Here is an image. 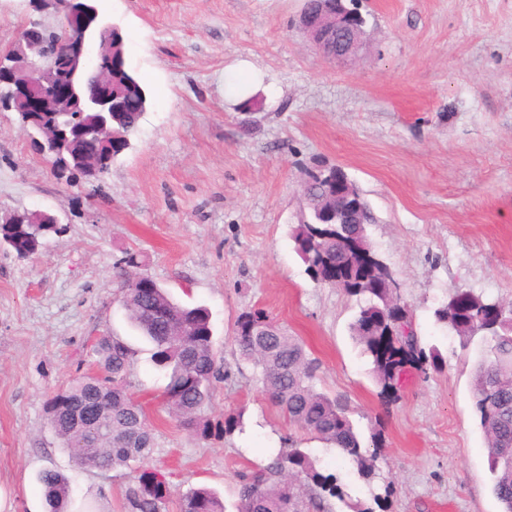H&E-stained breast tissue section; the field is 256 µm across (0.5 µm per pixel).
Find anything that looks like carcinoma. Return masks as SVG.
Returning <instances> with one entry per match:
<instances>
[{"label":"carcinoma","mask_w":512,"mask_h":512,"mask_svg":"<svg viewBox=\"0 0 512 512\" xmlns=\"http://www.w3.org/2000/svg\"><path fill=\"white\" fill-rule=\"evenodd\" d=\"M81 100L79 112H46L40 122H27L17 112L25 131L40 132L42 126L79 130L86 138L77 146L79 155H95L106 164L131 145L142 113L113 110L100 112L94 106L92 83L79 73L75 77ZM113 88L144 101L145 90L120 57L112 60ZM120 138L107 145L97 138L105 123ZM331 185L317 181L305 195L309 209L324 203ZM62 233L55 224H0V240L8 242L19 256L43 246V238ZM291 238L295 251L316 281L342 289L360 303L351 330L386 398L395 393L400 375L413 368L426 375L443 367L434 347L425 348L412 325L409 306L396 290L387 287L390 267L374 251L363 224L296 225ZM129 257L122 266L123 307L133 327L152 345L153 364L166 371L168 381L161 403L180 424L202 438L211 424L201 416L209 400L213 381L223 377L213 341L209 313L203 307H185L151 277L134 271ZM437 321L452 331L462 349L475 339L486 347V357L475 368L473 404L486 439L491 491L501 512H512V302L488 300L471 290L457 288L435 310ZM234 339L243 360L258 374L268 400L279 407L289 422L310 438L336 451L371 483L379 478L381 439L374 435L373 447L362 445L345 403L315 388L316 365L303 345L284 332L260 310L240 313ZM98 363L106 375L85 376L57 392L47 403L54 418L53 429L80 467L115 470L147 458L154 447L149 418L128 393L126 378L135 352L118 338L100 339L94 346ZM94 401L105 409L102 418L110 430L90 439L74 422L75 408ZM47 512H69L72 488L54 470L40 476ZM237 512H332V498L344 499L338 473L320 467V460L302 442L288 440L263 467L245 475L240 483ZM169 498L165 482L151 472H142L138 487L128 495L130 512H161ZM179 512H225L224 501L214 491L198 488L184 495Z\"/></svg>","instance_id":"obj_1"}]
</instances>
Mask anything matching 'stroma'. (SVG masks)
<instances>
[{
	"label": "stroma",
	"mask_w": 512,
	"mask_h": 512,
	"mask_svg": "<svg viewBox=\"0 0 512 512\" xmlns=\"http://www.w3.org/2000/svg\"><path fill=\"white\" fill-rule=\"evenodd\" d=\"M363 44L331 62L299 27L303 0H96L125 38L149 97L132 147L96 180L54 169L0 108V220L17 210L63 228L39 254L0 250V512H45L39 475L68 477L77 512H129L148 470L170 488L164 512L205 485L237 512L241 474L304 433L265 397L234 342L261 309L316 362L318 389L344 399L362 440L381 432V477L367 483L305 440L373 512H499L472 385L479 346L462 351L434 311L456 288L512 301V0H358ZM250 60L267 89L224 97V67ZM338 165L368 200L367 235L395 272L442 370L403 375L384 402L353 339L358 311L314 281L291 231L309 219L308 172ZM134 256L183 305L206 307L227 377L202 439L161 407L152 346L129 322L116 265ZM135 352L128 391L144 407L148 459L101 472L75 465L46 402L94 374V343ZM243 429L224 437L229 413Z\"/></svg>",
	"instance_id": "35a3bbf8"
}]
</instances>
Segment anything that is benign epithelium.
<instances>
[{
  "label": "benign epithelium",
  "mask_w": 512,
  "mask_h": 512,
  "mask_svg": "<svg viewBox=\"0 0 512 512\" xmlns=\"http://www.w3.org/2000/svg\"><path fill=\"white\" fill-rule=\"evenodd\" d=\"M30 16L26 33L17 39L10 50H0V86L7 88V103L22 106L30 119L43 112L61 109L74 111L72 85L58 69L68 71L73 66L85 65L90 56L99 62L112 63V27H107L103 38L94 48H89L83 34L92 24L99 22L94 0H26ZM52 9L58 16L63 38L52 57H47L42 41V23L39 17ZM301 28L306 30L311 42L329 60H340L357 53L362 45L366 20L357 9L346 4V0H323L317 13L304 12L300 17ZM101 88L100 110L112 111V69L98 68ZM34 142L44 154H55L59 166L66 167L60 140L52 131ZM336 208L329 211L338 224L360 223L358 203L343 206L354 199L350 187L336 184Z\"/></svg>",
  "instance_id": "obj_1"
}]
</instances>
